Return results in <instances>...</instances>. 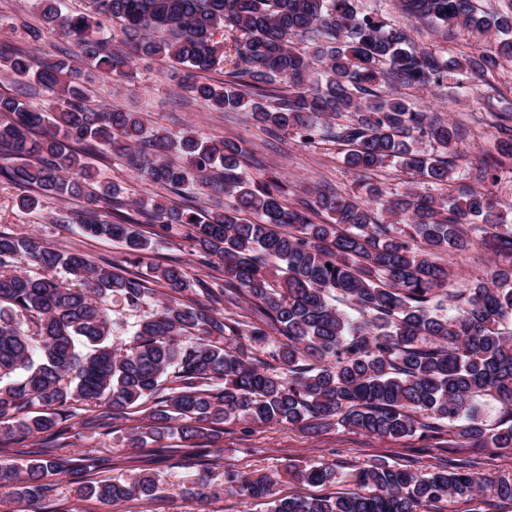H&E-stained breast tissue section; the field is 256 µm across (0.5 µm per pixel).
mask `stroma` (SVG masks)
<instances>
[{
	"instance_id": "stroma-1",
	"label": "stroma",
	"mask_w": 512,
	"mask_h": 512,
	"mask_svg": "<svg viewBox=\"0 0 512 512\" xmlns=\"http://www.w3.org/2000/svg\"><path fill=\"white\" fill-rule=\"evenodd\" d=\"M41 31L39 41H32L30 28ZM408 32L418 47L436 51L445 57L478 56L495 48L489 34L473 28H454L446 32L415 19L409 21ZM0 40L31 49L35 64L54 58L67 38L60 31L43 27L37 0H0ZM182 73L176 67L151 59L137 61L128 78L112 81L93 73L83 83L88 94L99 104L124 112L141 113L147 126H161L179 132L185 126L209 139L232 138L243 141L249 154L264 168L279 177L286 186L287 202H295L305 187L330 185L340 191L355 189L358 177L347 170L336 143L326 142L314 148L299 144L292 135L275 138L259 128L245 112H215L195 100L180 85ZM465 89H403V96L424 104L435 116L465 124L470 135L460 145L458 161L447 188L458 194L473 188L492 194L502 204H512V158L500 157L493 149L498 135L491 113H512V60L501 61L484 79H466ZM488 169L478 178L479 169ZM21 187L0 182V232L29 231L63 252H78L91 261L122 262L120 243L107 238H92L81 233L71 219L81 212L86 201L81 197L51 200L38 212L28 213L18 206ZM495 258L482 242L451 254L448 264L458 282L484 277ZM164 263L183 265L190 277L209 282H223L222 270L203 264L192 242L175 238L153 245L146 251L137 273H147L149 266ZM67 431L54 441L56 454L73 461L87 454L112 458L111 476L131 474L142 469L157 473L166 489L162 498L132 500L110 505L95 499H81L80 476L54 481L49 497L40 502L17 503L10 488H0V512H267L262 500L232 496L224 492V472L277 474L276 487L281 498L321 496L350 490V475L371 462L404 466L421 474L436 471L447 462H472L478 472L490 476L512 475V451L497 448L461 447L450 427H442L435 436L416 435L400 439L374 438L351 429L334 426L316 437L282 423L244 429L234 421L225 423L218 442L196 448L182 447L178 438L166 440L164 446L154 444L131 447L121 442V431L127 420H114L111 430L89 433L80 422L93 414V407L76 402ZM335 464L338 482L315 486L287 474V467H305L314 463ZM207 472L208 497L198 501L183 493L186 476Z\"/></svg>"
}]
</instances>
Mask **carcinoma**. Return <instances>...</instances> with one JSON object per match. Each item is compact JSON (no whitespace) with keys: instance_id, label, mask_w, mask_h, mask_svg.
<instances>
[{"instance_id":"carcinoma-1","label":"carcinoma","mask_w":512,"mask_h":512,"mask_svg":"<svg viewBox=\"0 0 512 512\" xmlns=\"http://www.w3.org/2000/svg\"><path fill=\"white\" fill-rule=\"evenodd\" d=\"M39 2L44 23L73 48L34 71L29 52L0 42L1 77L31 76L57 91L44 110L0 93V180L26 189L23 210L87 194L81 230L120 241L129 266L152 243L180 235L205 264L224 270V287L180 265H155V281L176 293L196 290L210 304L161 299L127 269L58 251L34 234L0 233L6 432L59 434L79 401L102 407L82 422L96 433L171 378L175 386L122 439L137 446L176 433L191 442L228 421L288 423L309 436L341 423L391 438L431 436L447 425L466 444L512 450V328L502 329L512 317V263L459 288L441 260L466 248L470 232L491 235L494 253L512 259L511 205L484 192L450 198L407 187L390 196L375 182L359 184V194L317 193L288 205L277 177L242 171L240 142L205 140L190 127L149 128L137 112L95 104L80 82L86 68L114 79L137 58L158 59L180 66L182 85L214 111H248L271 135L290 133L303 145L336 142L360 175L396 162L446 186L463 131L380 87L439 88L456 75L487 73L496 58L419 50L405 25L359 11L357 0H91L89 13L68 11L66 0ZM402 2L409 18L490 34L498 55L512 58V13L481 15L475 0ZM104 19L119 21L130 40L111 44ZM226 31L229 52L215 39ZM219 68L224 82L204 80ZM498 131L496 151L512 157V117L500 116ZM103 152L165 190L211 174L209 186L233 204L180 208L154 196L130 208L93 170ZM173 152L182 162L168 159ZM114 298L152 307L133 326L129 348L112 320ZM264 352L273 363L259 357ZM484 397L506 412L494 428L481 418ZM50 452L45 444L21 467L1 464L0 485L22 503L45 497L47 476L73 472ZM110 467L112 457L90 454L81 470ZM294 475L322 485L336 468L322 462ZM278 482L273 473L224 471L225 491L265 499L269 512H436L439 502L487 492L512 503V476L489 477L466 463L417 475L373 462L355 473L358 490L336 496L277 498ZM162 489L142 469L87 480L81 498L121 504Z\"/></svg>"}]
</instances>
